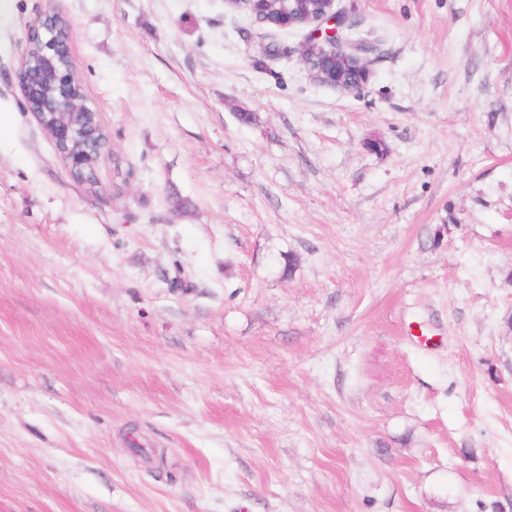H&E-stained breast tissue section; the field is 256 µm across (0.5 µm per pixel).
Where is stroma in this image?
Masks as SVG:
<instances>
[{
    "mask_svg": "<svg viewBox=\"0 0 512 512\" xmlns=\"http://www.w3.org/2000/svg\"><path fill=\"white\" fill-rule=\"evenodd\" d=\"M341 4L356 92L226 0H0V512H512V0ZM71 28L69 19L59 12L40 13L28 30L16 76L23 95L22 107L27 108L25 112L34 116L54 142L71 178L92 186L84 179V174L104 155L109 139L83 91L75 92L80 78L71 61ZM33 47L38 49L39 58L28 64L26 58ZM34 103L45 112L30 110L29 105ZM96 132H100L102 138H97Z\"/></svg>",
    "mask_w": 512,
    "mask_h": 512,
    "instance_id": "obj_1",
    "label": "stroma"
}]
</instances>
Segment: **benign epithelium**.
<instances>
[{
  "mask_svg": "<svg viewBox=\"0 0 512 512\" xmlns=\"http://www.w3.org/2000/svg\"><path fill=\"white\" fill-rule=\"evenodd\" d=\"M228 2L248 10L261 24L309 28L300 55L314 81L343 91L359 90L368 82L371 56L377 48L369 42L355 47L357 41L347 33L353 24L348 14L336 7V0H304L308 12L276 19L257 14L253 4L258 0ZM71 28L69 19L56 11L39 14L28 30L16 76L22 106H41L42 111L32 115L54 142L71 178L84 184L85 172L104 155L109 139L85 95L75 92L79 77L71 61Z\"/></svg>",
  "mask_w": 512,
  "mask_h": 512,
  "instance_id": "1",
  "label": "benign epithelium"
}]
</instances>
